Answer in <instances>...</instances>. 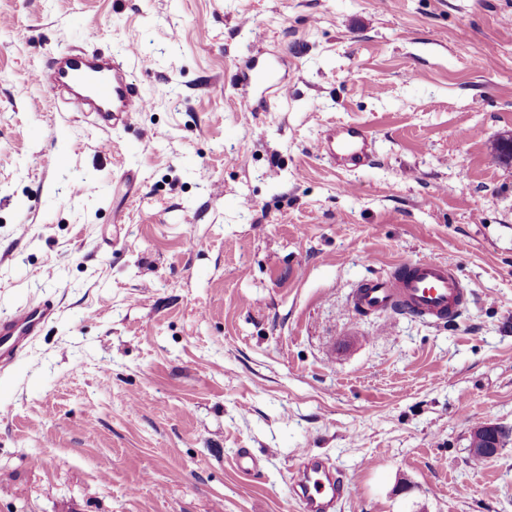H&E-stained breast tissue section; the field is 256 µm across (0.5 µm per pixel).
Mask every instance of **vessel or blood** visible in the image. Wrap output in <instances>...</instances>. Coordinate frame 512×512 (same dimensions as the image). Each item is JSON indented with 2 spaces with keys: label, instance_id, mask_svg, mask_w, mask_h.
Returning <instances> with one entry per match:
<instances>
[{
  "label": "vessel or blood",
  "instance_id": "1",
  "mask_svg": "<svg viewBox=\"0 0 512 512\" xmlns=\"http://www.w3.org/2000/svg\"><path fill=\"white\" fill-rule=\"evenodd\" d=\"M273 64L247 67L246 84L272 83L277 95L288 92L273 81ZM36 79L80 111L92 113L102 128L126 126L132 113L145 111L149 99L128 75L121 54H105L88 48H70L52 56ZM317 151L344 164L360 165L369 157V135L360 125L332 129ZM451 260L421 259L395 265L391 274L362 280L352 295V305L365 313L394 307L432 322L458 317L468 294L455 274ZM57 313L56 303L36 297L0 316V370L11 367L30 343L41 335ZM293 496L299 512H334L343 497L345 477L327 459L301 451L293 477Z\"/></svg>",
  "mask_w": 512,
  "mask_h": 512
}]
</instances>
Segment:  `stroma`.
<instances>
[{"label": "stroma", "mask_w": 512, "mask_h": 512, "mask_svg": "<svg viewBox=\"0 0 512 512\" xmlns=\"http://www.w3.org/2000/svg\"><path fill=\"white\" fill-rule=\"evenodd\" d=\"M88 25L153 102L127 127L35 79ZM266 57L286 96L239 84ZM346 124L370 163L314 153ZM504 137L512 0H0V315L60 304L0 372V512H299L305 449L335 512H512ZM448 257L455 321L352 308ZM300 512H331L343 497L345 476L327 459L301 451L293 477Z\"/></svg>", "instance_id": "35a3bbf8"}]
</instances>
